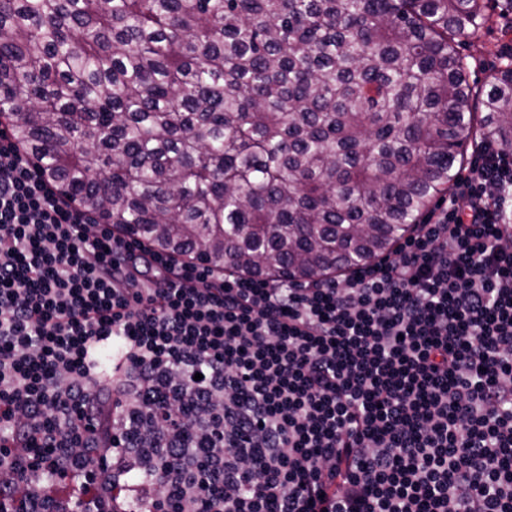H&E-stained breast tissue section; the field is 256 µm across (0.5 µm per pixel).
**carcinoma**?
<instances>
[{"mask_svg": "<svg viewBox=\"0 0 512 512\" xmlns=\"http://www.w3.org/2000/svg\"><path fill=\"white\" fill-rule=\"evenodd\" d=\"M492 0H0V119L65 197L152 250L309 280L388 255L512 149ZM491 13L489 27L479 33V38H461L457 51L468 64L467 77L471 85L480 87L499 59L512 54V8L508 0H497Z\"/></svg>", "mask_w": 512, "mask_h": 512, "instance_id": "obj_1", "label": "carcinoma"}]
</instances>
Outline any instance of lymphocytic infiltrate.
<instances>
[{
    "label": "lymphocytic infiltrate",
    "instance_id": "obj_1",
    "mask_svg": "<svg viewBox=\"0 0 512 512\" xmlns=\"http://www.w3.org/2000/svg\"><path fill=\"white\" fill-rule=\"evenodd\" d=\"M512 512V149L392 256L239 275L126 239L0 129L9 512Z\"/></svg>",
    "mask_w": 512,
    "mask_h": 512
}]
</instances>
